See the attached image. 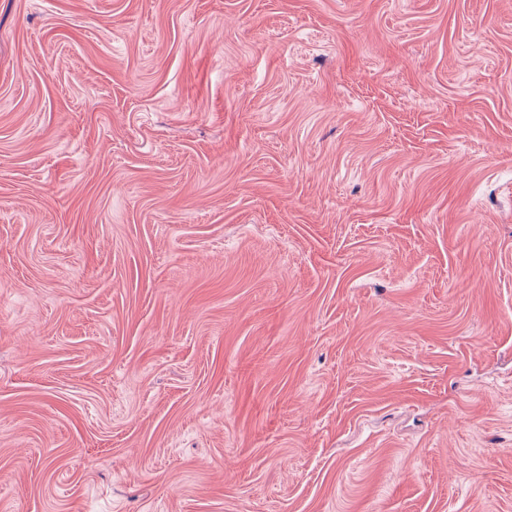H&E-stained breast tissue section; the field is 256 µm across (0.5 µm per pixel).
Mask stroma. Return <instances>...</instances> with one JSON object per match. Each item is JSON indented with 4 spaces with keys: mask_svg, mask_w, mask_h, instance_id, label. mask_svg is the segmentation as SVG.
<instances>
[{
    "mask_svg": "<svg viewBox=\"0 0 512 512\" xmlns=\"http://www.w3.org/2000/svg\"><path fill=\"white\" fill-rule=\"evenodd\" d=\"M0 512H512V0H0Z\"/></svg>",
    "mask_w": 512,
    "mask_h": 512,
    "instance_id": "1",
    "label": "stroma"
}]
</instances>
